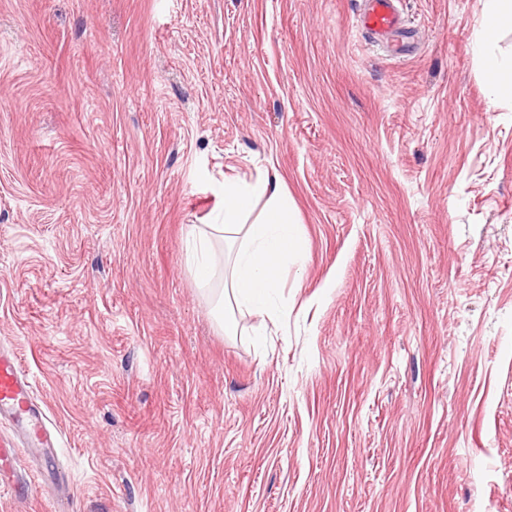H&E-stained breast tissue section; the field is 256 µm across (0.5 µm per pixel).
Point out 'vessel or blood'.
Here are the masks:
<instances>
[{"instance_id": "vessel-or-blood-1", "label": "vessel or blood", "mask_w": 512, "mask_h": 512, "mask_svg": "<svg viewBox=\"0 0 512 512\" xmlns=\"http://www.w3.org/2000/svg\"><path fill=\"white\" fill-rule=\"evenodd\" d=\"M356 24L378 48L398 56L412 49L403 38L408 28L403 0H362ZM4 424L9 430H0V478L11 476L12 493L19 496L26 483L17 475L18 448H52L56 434L17 356L0 350V427Z\"/></svg>"}]
</instances>
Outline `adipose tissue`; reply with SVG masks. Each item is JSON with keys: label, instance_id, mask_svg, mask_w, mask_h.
Returning a JSON list of instances; mask_svg holds the SVG:
<instances>
[{"label": "adipose tissue", "instance_id": "adipose-tissue-1", "mask_svg": "<svg viewBox=\"0 0 512 512\" xmlns=\"http://www.w3.org/2000/svg\"><path fill=\"white\" fill-rule=\"evenodd\" d=\"M258 204L263 211L256 218L252 211ZM218 240L234 253L222 302L240 311L276 318L272 292L289 265L302 263L305 256L283 183L262 176L251 182H225L219 223L196 226L188 233L187 259L202 279H209L217 266L225 264V252L214 247Z\"/></svg>", "mask_w": 512, "mask_h": 512}]
</instances>
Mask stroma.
I'll use <instances>...</instances> for the list:
<instances>
[{"label": "stroma", "instance_id": "obj_1", "mask_svg": "<svg viewBox=\"0 0 512 512\" xmlns=\"http://www.w3.org/2000/svg\"><path fill=\"white\" fill-rule=\"evenodd\" d=\"M360 7L0 0V348L65 468L0 512H512V30ZM261 175L306 262L229 335L187 234ZM403 0H362L356 24L380 49L405 56L414 42L400 38L410 29L403 10ZM503 65L497 58L491 57L487 63V77L495 97H510L512 95V61L508 74L503 72Z\"/></svg>", "mask_w": 512, "mask_h": 512}]
</instances>
